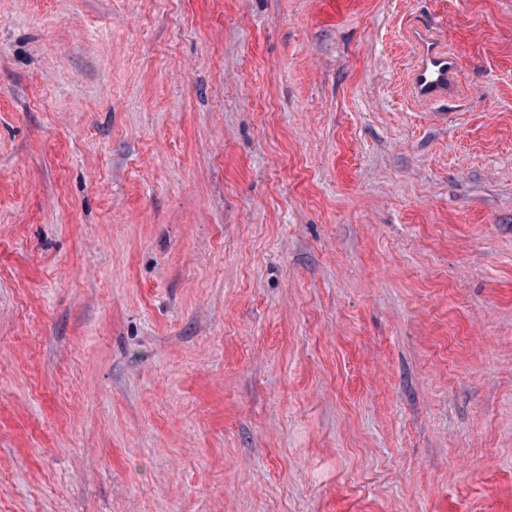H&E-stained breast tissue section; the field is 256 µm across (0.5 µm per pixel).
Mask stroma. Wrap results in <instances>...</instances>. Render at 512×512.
Masks as SVG:
<instances>
[{
    "mask_svg": "<svg viewBox=\"0 0 512 512\" xmlns=\"http://www.w3.org/2000/svg\"><path fill=\"white\" fill-rule=\"evenodd\" d=\"M0 512H512V0H0ZM407 36L415 46L409 76L412 96L429 102L449 99L454 93L452 76L458 59L426 29L411 28Z\"/></svg>",
    "mask_w": 512,
    "mask_h": 512,
    "instance_id": "35a3bbf8",
    "label": "stroma"
}]
</instances>
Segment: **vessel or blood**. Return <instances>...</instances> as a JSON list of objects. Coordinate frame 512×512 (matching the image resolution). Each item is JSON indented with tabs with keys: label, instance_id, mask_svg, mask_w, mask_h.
<instances>
[{
	"label": "vessel or blood",
	"instance_id": "b4317fda",
	"mask_svg": "<svg viewBox=\"0 0 512 512\" xmlns=\"http://www.w3.org/2000/svg\"><path fill=\"white\" fill-rule=\"evenodd\" d=\"M415 46L410 69V91L414 98L429 102L449 99L454 92L452 76L459 62L428 30L412 28L407 32Z\"/></svg>",
	"mask_w": 512,
	"mask_h": 512
}]
</instances>
